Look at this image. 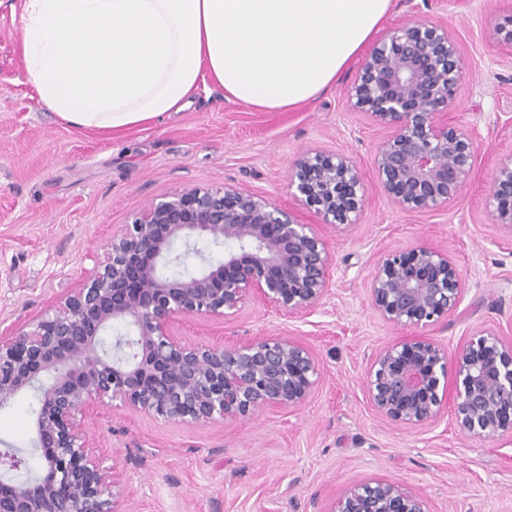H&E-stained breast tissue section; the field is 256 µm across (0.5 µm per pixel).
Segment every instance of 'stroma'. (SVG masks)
Segmentation results:
<instances>
[{
    "label": "stroma",
    "instance_id": "35a3bbf8",
    "mask_svg": "<svg viewBox=\"0 0 512 512\" xmlns=\"http://www.w3.org/2000/svg\"><path fill=\"white\" fill-rule=\"evenodd\" d=\"M413 14L447 19L459 44L465 76L448 122L481 135L471 180L434 211L400 210L370 185L358 224L341 234L321 229L333 256L330 290L311 311L275 312L250 300L222 322L177 321L175 334L193 344L293 337L315 353L322 381L299 407L226 425H177L132 410L90 421L94 447L109 451L120 475L119 512H329L343 490L372 479L420 491L431 512H512V439L463 434L450 404L435 424L400 427L365 393L372 356L411 335L370 304L368 281L387 253L425 243L454 259L460 304L427 331L449 352L482 328L512 341V235L485 206L495 164L512 154V45L488 37L492 28L512 29V0H393L384 25ZM21 29L22 0H0V329L35 319L79 287L100 243L170 194L231 184L317 223L288 190L297 156L344 153L367 174L387 134L348 107L357 60L293 110L258 111L203 87L189 109L154 126L112 137L78 130L40 103ZM36 408L30 391L0 406V449L27 460L9 474L16 484L43 472Z\"/></svg>",
    "mask_w": 512,
    "mask_h": 512
}]
</instances>
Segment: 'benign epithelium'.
<instances>
[{
  "label": "benign epithelium",
  "instance_id": "obj_1",
  "mask_svg": "<svg viewBox=\"0 0 512 512\" xmlns=\"http://www.w3.org/2000/svg\"><path fill=\"white\" fill-rule=\"evenodd\" d=\"M464 64L444 18L415 15L388 29L348 90L352 110L389 129L372 158L375 183L403 211L437 210L454 200L477 163L478 135L448 125ZM288 189L298 205L344 231L357 223L368 189L342 153L306 150ZM493 223L512 233V154L501 157L487 197ZM223 244L224 259L197 248ZM201 269L177 277L174 244ZM80 287L39 317L0 330V405L38 393L35 447L45 473L23 484L0 479V512H118L115 467L93 451L88 418L129 409L167 422L207 426L300 405L321 382L311 349L291 336L213 346L173 333L185 317L222 321L255 299L277 312H307L328 292L333 263L314 224L268 198L226 184L195 187L151 202L105 241ZM462 295L448 253L419 244L391 252L369 282L374 311L401 328L448 319ZM122 324L127 333L102 347ZM454 368L456 423L473 437L512 438V343L496 328L475 331L454 355L431 338L390 343L372 358L366 393L389 421L418 428L437 421ZM328 512H429L427 500L396 482L368 481L343 492Z\"/></svg>",
  "mask_w": 512,
  "mask_h": 512
}]
</instances>
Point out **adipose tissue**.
<instances>
[{
    "instance_id": "obj_1",
    "label": "adipose tissue",
    "mask_w": 512,
    "mask_h": 512,
    "mask_svg": "<svg viewBox=\"0 0 512 512\" xmlns=\"http://www.w3.org/2000/svg\"><path fill=\"white\" fill-rule=\"evenodd\" d=\"M393 0H23L39 98L75 128L123 131L185 110L200 82L285 111L335 84Z\"/></svg>"
}]
</instances>
